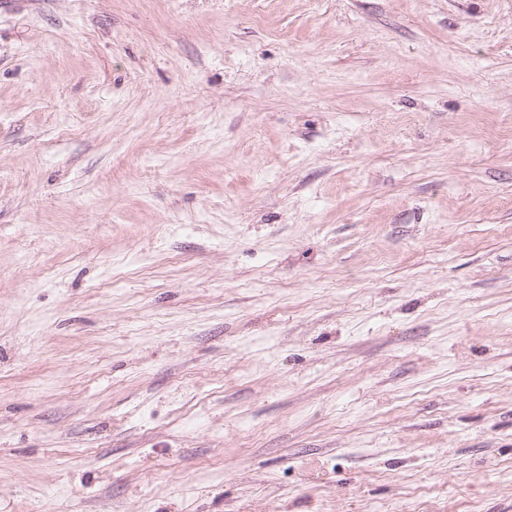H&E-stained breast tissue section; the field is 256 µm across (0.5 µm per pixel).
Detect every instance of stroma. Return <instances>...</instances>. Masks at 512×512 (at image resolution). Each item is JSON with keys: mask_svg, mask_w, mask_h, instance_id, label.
Segmentation results:
<instances>
[{"mask_svg": "<svg viewBox=\"0 0 512 512\" xmlns=\"http://www.w3.org/2000/svg\"><path fill=\"white\" fill-rule=\"evenodd\" d=\"M0 512H512V0H0Z\"/></svg>", "mask_w": 512, "mask_h": 512, "instance_id": "35a3bbf8", "label": "stroma"}]
</instances>
